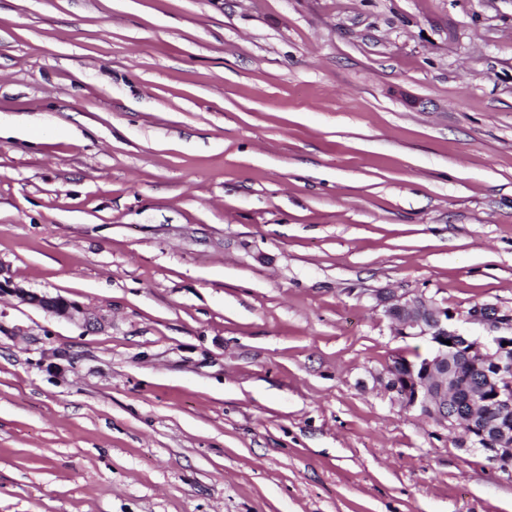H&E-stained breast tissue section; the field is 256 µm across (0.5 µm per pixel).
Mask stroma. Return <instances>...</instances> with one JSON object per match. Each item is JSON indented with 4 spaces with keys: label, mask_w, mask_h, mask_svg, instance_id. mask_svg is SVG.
Wrapping results in <instances>:
<instances>
[{
    "label": "stroma",
    "mask_w": 512,
    "mask_h": 512,
    "mask_svg": "<svg viewBox=\"0 0 512 512\" xmlns=\"http://www.w3.org/2000/svg\"><path fill=\"white\" fill-rule=\"evenodd\" d=\"M0 512H512L392 400L386 297L512 309V0H0ZM1 275L0 271V298L9 295L17 298L21 303L39 307L52 315L71 321L84 317L83 308L77 303L61 296L52 297L31 291L15 283L11 277H4L2 280ZM43 301H50V304L47 305Z\"/></svg>",
    "instance_id": "1"
}]
</instances>
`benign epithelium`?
<instances>
[{"mask_svg": "<svg viewBox=\"0 0 512 512\" xmlns=\"http://www.w3.org/2000/svg\"><path fill=\"white\" fill-rule=\"evenodd\" d=\"M5 295L71 321L84 314L77 303L23 288L10 277L0 279V297ZM385 303L384 313L399 324V335L428 341L430 353L420 362H404L403 373L385 376L384 390L404 408L416 409L445 428L467 427L463 445L485 450L488 466L512 477V427L498 425L490 434L475 415L462 421L456 408L459 383L449 360L454 350L463 349L475 365L491 366L482 403L503 416L512 412V311L490 303L474 305L468 320L482 324L485 335L473 336L460 330L455 315L432 298L392 295ZM447 340L451 344H445Z\"/></svg>", "mask_w": 512, "mask_h": 512, "instance_id": "7a95c632", "label": "benign epithelium"}]
</instances>
